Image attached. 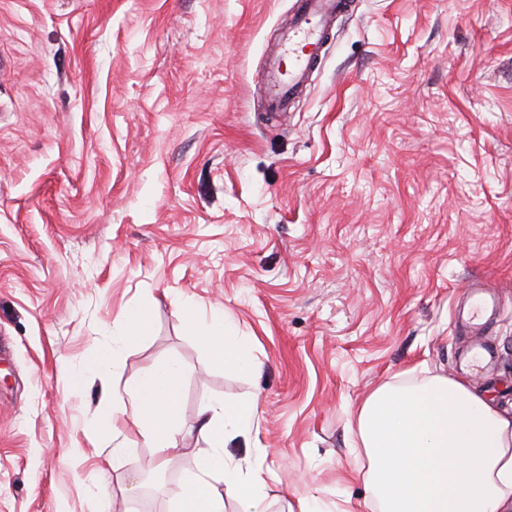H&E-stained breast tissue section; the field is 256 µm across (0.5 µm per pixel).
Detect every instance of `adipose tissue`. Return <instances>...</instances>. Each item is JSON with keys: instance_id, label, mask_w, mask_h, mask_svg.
<instances>
[{"instance_id": "ef3b65f1", "label": "adipose tissue", "mask_w": 512, "mask_h": 512, "mask_svg": "<svg viewBox=\"0 0 512 512\" xmlns=\"http://www.w3.org/2000/svg\"><path fill=\"white\" fill-rule=\"evenodd\" d=\"M200 333L217 364L243 370L254 364L237 348L223 316H205L195 304L182 311ZM149 331L141 309L99 349L89 367H109L116 348ZM177 362L147 370L112 393V411L99 419L101 438L114 444L131 422L144 444L154 448L155 469H163L182 437ZM257 416L253 402L208 403L198 432L209 445L196 472L174 500V512H268L266 481L260 470L244 468L227 450ZM355 445L366 460L363 480L378 512H512V413L472 390L466 381L443 373L404 372L377 387L355 411Z\"/></svg>"}]
</instances>
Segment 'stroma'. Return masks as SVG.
I'll use <instances>...</instances> for the list:
<instances>
[{
	"label": "stroma",
	"mask_w": 512,
	"mask_h": 512,
	"mask_svg": "<svg viewBox=\"0 0 512 512\" xmlns=\"http://www.w3.org/2000/svg\"><path fill=\"white\" fill-rule=\"evenodd\" d=\"M297 0H0V512H169L214 398L272 512H371L352 413L424 365L512 412V0H353L301 103L265 112ZM500 301L481 337L458 311ZM224 313L257 368L184 322ZM105 375H72L131 308ZM485 344L491 356L474 367ZM183 369L163 471L97 435L110 393ZM470 299L472 302L477 304L481 311V315L480 317H475V314L471 312L472 316L466 322L465 326L472 336H480L485 325L483 320L490 307L493 309L495 297L492 294H489L484 287L477 286L475 288H471ZM148 331L149 319L146 313L139 308L129 311L125 326L112 336V349L108 347L99 349L88 364L87 369L98 371L107 369L111 360L113 363L116 348L125 346L135 338L146 335Z\"/></svg>",
	"instance_id": "obj_1"
}]
</instances>
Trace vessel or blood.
<instances>
[{
  "label": "vessel or blood",
  "instance_id": "vessel-or-blood-1",
  "mask_svg": "<svg viewBox=\"0 0 512 512\" xmlns=\"http://www.w3.org/2000/svg\"><path fill=\"white\" fill-rule=\"evenodd\" d=\"M348 7L347 0H300L287 32L267 61L265 95L270 111L286 109L299 100L319 62L326 33ZM470 298L480 314L470 317L466 327L478 336L484 327L482 315L494 306L495 298L481 286L472 288Z\"/></svg>",
  "mask_w": 512,
  "mask_h": 512
}]
</instances>
